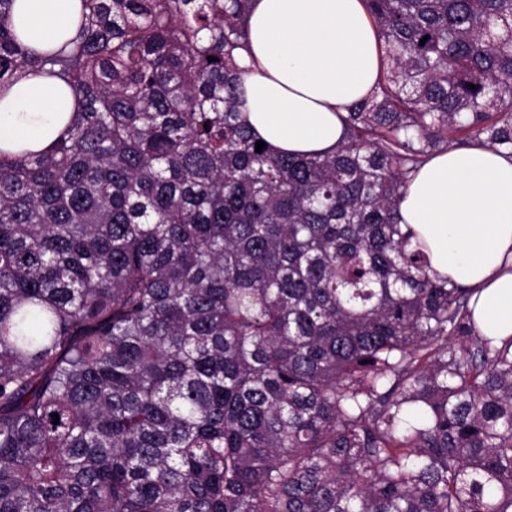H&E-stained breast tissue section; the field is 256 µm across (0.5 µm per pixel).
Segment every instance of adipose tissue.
<instances>
[{"mask_svg": "<svg viewBox=\"0 0 512 512\" xmlns=\"http://www.w3.org/2000/svg\"><path fill=\"white\" fill-rule=\"evenodd\" d=\"M78 0H17L26 43L53 41ZM243 111L272 153L336 147L343 117L381 76L380 48L363 0H252ZM66 87L47 78L16 84L0 101V147L45 148L70 113ZM428 248L432 268L473 288L480 335L512 336V157L474 143L431 156L399 205Z\"/></svg>", "mask_w": 512, "mask_h": 512, "instance_id": "adipose-tissue-1", "label": "adipose tissue"}]
</instances>
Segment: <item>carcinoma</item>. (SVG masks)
I'll list each match as a JSON object with an SVG mask.
<instances>
[{
	"instance_id": "1",
	"label": "carcinoma",
	"mask_w": 512,
	"mask_h": 512,
	"mask_svg": "<svg viewBox=\"0 0 512 512\" xmlns=\"http://www.w3.org/2000/svg\"><path fill=\"white\" fill-rule=\"evenodd\" d=\"M14 2L0 100L75 106L0 149V512H512V336L399 215L512 153V0H366L383 76L300 157L242 118L251 0H80L43 50ZM72 107V97L60 82L47 78L22 80L0 102V147L45 148L66 121L59 120V115H69Z\"/></svg>"
}]
</instances>
